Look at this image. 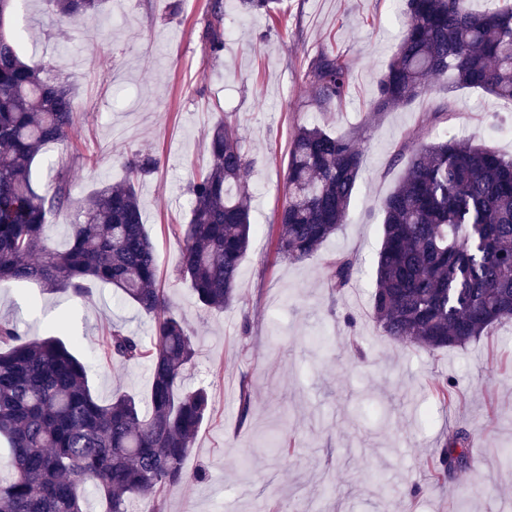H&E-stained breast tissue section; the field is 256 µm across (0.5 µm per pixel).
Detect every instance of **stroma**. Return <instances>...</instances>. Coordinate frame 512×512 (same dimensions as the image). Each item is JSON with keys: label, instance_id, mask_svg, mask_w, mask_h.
<instances>
[{"label": "stroma", "instance_id": "1", "mask_svg": "<svg viewBox=\"0 0 512 512\" xmlns=\"http://www.w3.org/2000/svg\"><path fill=\"white\" fill-rule=\"evenodd\" d=\"M105 0L78 28L51 23L46 0H17L6 34H22L25 60L75 92L76 125L32 165L39 192L67 170L74 199L123 177L118 154L145 150L161 160L138 184L143 221L160 261L172 310L193 336L197 356L186 387H207L213 410L201 426L187 471L207 478L168 491L162 512H512V323L462 348L427 352L383 336L372 315L373 256L381 243V203L396 185L394 155L405 132L441 134L426 121L450 105L464 138L512 156V104L480 91L447 92L367 115L401 38V0H283L281 20L227 5L224 50L205 39L208 0ZM343 55L350 87L322 109L304 74L325 51ZM235 121L249 151L251 247L240 272V301L202 308L177 277L189 214L188 184L206 166L207 135L221 117ZM343 134L357 130L363 171L347 220L313 257L277 256L270 226L285 200L284 174L296 124ZM353 257L343 295L327 286V264ZM89 300L37 283L0 290V319L21 335L48 336L56 321L89 365L102 402L121 390L145 401L147 363L124 365L104 349L113 324L145 336L151 321L92 283ZM452 381L455 398L433 395ZM251 406L241 414V384ZM481 443L479 469L435 482L449 431Z\"/></svg>", "mask_w": 512, "mask_h": 512}]
</instances>
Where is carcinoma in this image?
<instances>
[{
    "instance_id": "carcinoma-1",
    "label": "carcinoma",
    "mask_w": 512,
    "mask_h": 512,
    "mask_svg": "<svg viewBox=\"0 0 512 512\" xmlns=\"http://www.w3.org/2000/svg\"><path fill=\"white\" fill-rule=\"evenodd\" d=\"M51 17L72 24L102 9L104 0H48ZM280 0H238L271 17ZM206 38L224 50L223 0H210ZM405 33L377 80L373 115L396 111L433 92V82L512 101V0L481 11L469 0H403ZM305 79L317 103L342 101L349 67L320 55ZM75 93L46 81L23 58L22 36L0 33V288L39 282L90 298L89 282L117 290L152 321L149 336L115 325L105 354L123 364L147 361L151 389L145 405L117 394L106 404L92 394L86 365L57 336L28 338L0 322V436L10 443L0 475V512H88L85 484L107 512H132L134 499L199 481L184 461L212 411L209 392L182 384L195 357L183 322L167 310L159 257L143 223L136 183L159 158L121 156L127 179L75 203L67 173L38 192L31 165L50 143L67 140L75 123ZM207 167L188 185L189 218L173 229L184 251L177 276L207 309L240 299L239 270L251 244L250 166L237 124L212 128ZM398 183L382 201L383 240L375 256L372 315L382 332L436 352L462 347L493 326L512 321V157L448 133L422 142L405 133L396 151ZM363 155L356 133L295 127L286 169L287 197L272 225L277 254L302 262L345 222ZM76 207L64 249L51 245L46 216ZM353 261L327 266V287L340 294ZM470 435L448 433L437 478L470 471Z\"/></svg>"
}]
</instances>
